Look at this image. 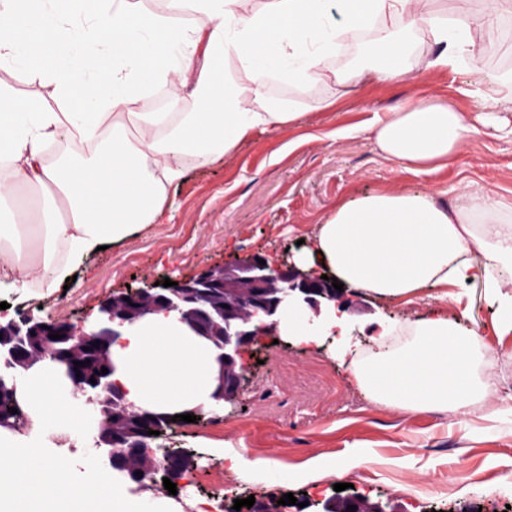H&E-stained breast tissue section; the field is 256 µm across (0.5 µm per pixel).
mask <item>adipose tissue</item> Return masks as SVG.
Masks as SVG:
<instances>
[{
    "mask_svg": "<svg viewBox=\"0 0 512 512\" xmlns=\"http://www.w3.org/2000/svg\"><path fill=\"white\" fill-rule=\"evenodd\" d=\"M437 0H166L159 13L133 0H0V69H22L53 84L66 105L16 100L0 92V204L15 185L51 191L64 219L45 224L20 215L0 222V276L7 287L30 278L55 288L98 247L126 240L162 213L166 185L186 161L205 166L257 130L294 123L292 103L264 94L269 79L293 87L406 75L402 34L430 29L437 50L428 64L479 60L474 34L512 0L449 15ZM336 22H328L329 12ZM376 24L369 60L329 71L338 37L356 39ZM195 87L193 105L180 90ZM171 91V109L144 112L152 87ZM471 128L448 103H409L372 125L373 141L405 169H438L462 149ZM66 139L54 163L46 147ZM299 264L322 263L339 282L388 299L434 287L478 284L507 318L494 332L512 334V201L484 194L447 205L430 193L379 191L342 201L302 250ZM286 332L313 346L338 335L355 384L388 408L468 412L485 404L489 386L474 371L472 333L437 316L382 325L379 352L363 353L334 302L317 326L289 315ZM406 334L400 348L388 337ZM114 388L147 411L179 415L210 403L219 390L217 350L174 311L146 315L110 348Z\"/></svg>",
    "mask_w": 512,
    "mask_h": 512,
    "instance_id": "ef3b65f1",
    "label": "adipose tissue"
}]
</instances>
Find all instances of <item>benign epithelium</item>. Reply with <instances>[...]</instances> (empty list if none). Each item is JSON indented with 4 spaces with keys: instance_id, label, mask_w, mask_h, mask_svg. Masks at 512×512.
<instances>
[{
    "instance_id": "benign-epithelium-1",
    "label": "benign epithelium",
    "mask_w": 512,
    "mask_h": 512,
    "mask_svg": "<svg viewBox=\"0 0 512 512\" xmlns=\"http://www.w3.org/2000/svg\"><path fill=\"white\" fill-rule=\"evenodd\" d=\"M260 256L252 255L236 262L209 269L196 276L178 280V285L150 288H129L99 305L95 330L87 333L81 326L52 319L35 318L30 314L18 318L0 320V334L7 340L0 341V383L10 381L9 391H18L22 371L44 360L42 354L32 348V336L59 334L70 336L79 343L98 340L109 344L127 331L141 317L156 309L176 311L182 320L197 334L209 335L212 315L203 306L205 299L215 288L228 292L222 315L224 343L219 345L224 367H236L242 348L258 336H277L285 315L310 309L320 312L321 300H336L332 282L307 273L292 264L273 267L258 262ZM239 373L222 376V389L213 395L214 410H220L224 402L239 392L236 384ZM110 374L106 373L96 383L82 387L73 397L81 402L92 416L93 445L107 463L118 462L115 458L117 444L103 437L101 424L105 411L100 408V391L107 392L106 401L120 405L134 417L148 416L157 422L175 426L172 416L139 410L129 404L124 395L112 387Z\"/></svg>"
}]
</instances>
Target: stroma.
<instances>
[{
    "label": "stroma",
    "mask_w": 512,
    "mask_h": 512,
    "mask_svg": "<svg viewBox=\"0 0 512 512\" xmlns=\"http://www.w3.org/2000/svg\"><path fill=\"white\" fill-rule=\"evenodd\" d=\"M475 40L479 63L465 56L455 68H430L432 38L418 33L410 73L388 82L296 88L269 81V99L300 103L298 122L256 133L209 165H189L184 179L167 186L160 223L89 257L67 288L51 291L37 281L22 293L0 288L7 316L29 312L82 325L103 300L130 285L188 278L254 254L275 266L293 263L300 239L337 203L377 191H428L449 205L475 191L511 200L512 93L483 75L512 70V14L503 13ZM484 98L497 99L505 130L480 126L439 170L403 169L380 152L369 132L378 116L436 99L477 123ZM457 291L459 305L439 288L409 303L349 291L351 333L369 349L388 319L445 314L458 320L478 334L483 361L477 371L492 389L488 407L466 415L393 410L350 381L334 341L316 349L262 336L238 357L242 387L220 418L184 422L163 437V445L190 455L178 498L208 503L220 497L228 508L238 499H278L289 492L300 501L325 500L342 483L345 496L386 512H512V335H494L502 313L482 288L464 284ZM228 452L269 457L279 467L244 483L225 464ZM358 454L368 463L351 465ZM309 460L318 470L301 476L299 467Z\"/></svg>",
    "instance_id": "obj_1"
}]
</instances>
